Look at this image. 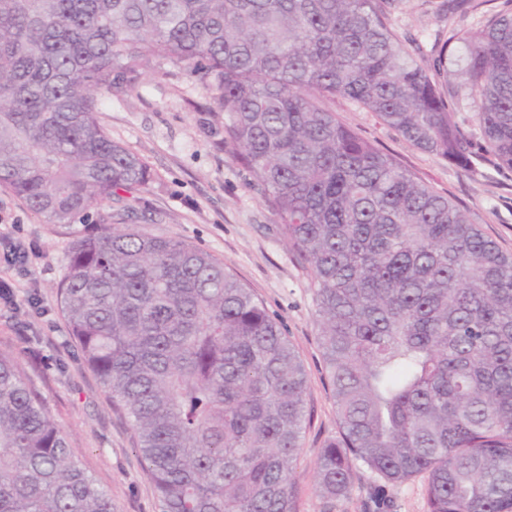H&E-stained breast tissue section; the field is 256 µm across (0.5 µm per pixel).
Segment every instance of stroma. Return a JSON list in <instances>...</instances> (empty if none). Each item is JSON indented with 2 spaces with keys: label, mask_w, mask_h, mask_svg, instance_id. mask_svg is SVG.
Here are the masks:
<instances>
[{
  "label": "stroma",
  "mask_w": 512,
  "mask_h": 512,
  "mask_svg": "<svg viewBox=\"0 0 512 512\" xmlns=\"http://www.w3.org/2000/svg\"><path fill=\"white\" fill-rule=\"evenodd\" d=\"M503 0H389L396 37L417 42L431 68L436 49L461 29H475L501 10ZM337 120L390 153L435 192L464 209L472 224L512 253V170L492 156L461 169L405 143L374 113L342 97L329 100ZM113 140L140 155L151 169L147 185L101 202L89 217L52 224L0 188V276L13 285L0 297V354L11 357L42 396L83 466L105 488L115 512H159L156 489L134 433L71 339L57 302L73 244L103 224L136 225L146 234L194 245L221 262L278 315L307 374V424L292 473L296 512H427L424 477L383 484L356 466L350 493L328 501L315 491L316 461L338 435L315 323L311 270L279 233L269 195L223 141L225 116L212 92L188 66L150 62L134 88L104 99L97 114ZM34 246L26 266L8 265L12 245Z\"/></svg>",
  "instance_id": "stroma-1"
}]
</instances>
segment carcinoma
I'll return each instance as SVG.
<instances>
[{
    "label": "carcinoma",
    "mask_w": 512,
    "mask_h": 512,
    "mask_svg": "<svg viewBox=\"0 0 512 512\" xmlns=\"http://www.w3.org/2000/svg\"><path fill=\"white\" fill-rule=\"evenodd\" d=\"M384 0H0V187L53 224L146 185L98 121L104 95L174 60L215 90L225 142L312 268L339 437L315 491L354 463L426 478L427 512H512V255L336 120L351 100L409 145L512 169V7L433 59ZM84 361L138 437L161 512H295L307 380L283 325L224 263L135 226L72 247L57 286ZM0 512H114L15 361L0 355ZM455 109L456 120L466 132V134L472 139V142L476 144V148L480 146L481 138L478 127L476 126L473 118V112L466 102H461L453 106Z\"/></svg>",
    "instance_id": "carcinoma-1"
}]
</instances>
